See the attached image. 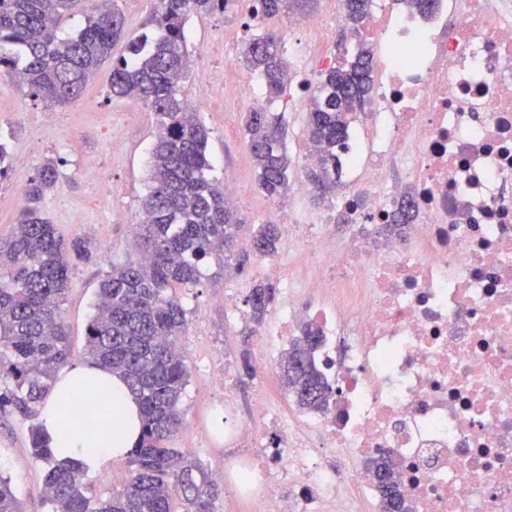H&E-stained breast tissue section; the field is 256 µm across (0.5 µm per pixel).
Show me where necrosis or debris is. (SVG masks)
<instances>
[{
	"label": "necrosis or debris",
	"instance_id": "4bbe7bcc",
	"mask_svg": "<svg viewBox=\"0 0 512 512\" xmlns=\"http://www.w3.org/2000/svg\"><path fill=\"white\" fill-rule=\"evenodd\" d=\"M325 2L296 20L314 37L288 46L297 101L337 63L322 40L342 17ZM362 35L367 134L342 155L330 211L289 225L314 277L289 278L255 352L267 374L317 324L336 396L291 412L260 387L243 407L216 372L232 489L251 512H381L369 462L385 457L409 512H512V0H435L424 16L372 0ZM405 196L419 223L382 232Z\"/></svg>",
	"mask_w": 512,
	"mask_h": 512
}]
</instances>
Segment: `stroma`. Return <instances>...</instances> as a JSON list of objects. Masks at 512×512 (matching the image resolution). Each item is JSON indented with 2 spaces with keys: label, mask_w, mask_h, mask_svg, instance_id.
Returning a JSON list of instances; mask_svg holds the SVG:
<instances>
[{
  "label": "stroma",
  "mask_w": 512,
  "mask_h": 512,
  "mask_svg": "<svg viewBox=\"0 0 512 512\" xmlns=\"http://www.w3.org/2000/svg\"><path fill=\"white\" fill-rule=\"evenodd\" d=\"M247 11L243 2L225 15L189 18L186 39L190 63L182 91L210 132L209 156L214 175L239 185L237 210L247 224L253 225L264 223L267 200L256 184L242 121L252 102L244 98L215 103L208 97L211 76L231 75L244 62L238 54L217 56L208 62L197 54L200 43L219 33L229 45L250 39L254 31L244 26ZM109 76V67H102L80 100L55 110L25 96L8 78L0 77V127L13 131L14 151L25 152L28 159L24 169L0 180V238L8 236L18 215L13 202L16 185L26 184L51 158L59 163L60 178L43 202L44 213L64 239L82 238L93 246L92 261L73 267L63 304L67 330L78 354L86 342L99 280L112 265L124 263L133 255L129 241L141 200L148 191L150 148L156 135L154 115L142 101L107 98ZM264 106L283 116L284 145L292 160L288 196L297 202L296 211L276 217V224L320 215L328 201L319 197L311 168L298 164L300 145L307 137V113L297 110L284 96L265 101ZM90 157L98 159L99 169H87L85 161ZM110 182L120 187V196L111 208L95 206L92 191L105 190ZM76 212L82 214V223H72L71 216ZM263 277L260 261L253 259L239 273L216 276L205 272L197 286L181 292L188 318L182 345L189 382L182 401L186 425L172 445L192 449L218 479L224 476V437L212 434L211 429L218 424L215 412L223 408L224 395L210 388L207 380L229 360L241 399L250 397L256 382L255 377L243 371L244 358L254 355V339L244 335L243 325L226 327L224 291L249 290ZM38 418L39 408L35 405L26 409L11 404L0 406V473L10 477L24 512H46V468L33 460L28 443L29 429ZM203 430L210 433L204 441L199 438Z\"/></svg>",
  "instance_id": "1"
}]
</instances>
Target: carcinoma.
<instances>
[{
    "label": "carcinoma",
    "instance_id": "1",
    "mask_svg": "<svg viewBox=\"0 0 512 512\" xmlns=\"http://www.w3.org/2000/svg\"><path fill=\"white\" fill-rule=\"evenodd\" d=\"M109 0H95L84 27L59 34L61 21L79 0H0V75L19 71L18 86L27 96L48 105L80 99L90 78L112 61L107 98L145 102L156 120V140L149 171L151 186L142 200V219L134 225L136 258L114 265L99 283L93 317L87 327L83 358L121 377L141 406L142 435L127 454L130 477L122 489L92 496L85 472L75 462L55 459L39 425L29 431L33 459L48 466L47 512H214L220 484L189 452L171 447L183 425L182 394L189 371L180 340L187 312L178 289L199 284L201 266L212 261L215 274L241 271L250 256L272 258L280 242L277 224H258L249 234L248 250L239 252L246 227L235 208L224 203V187L211 170L208 131L198 112L180 93L187 72L185 25L192 14L226 9L230 0H156L152 22L161 34L147 33L113 57L112 49L125 32V18ZM297 0H253L259 19L288 11ZM345 20L358 31L371 0H343ZM243 58L259 74L266 94L280 97L290 82L288 64L276 37L250 39ZM372 57L365 48L328 70L313 96L308 139L322 152L313 175L320 192L336 181V151L345 149L355 106L371 88ZM244 127L258 188L272 201L289 189L291 159L284 147L282 116L263 107L245 113ZM13 131H0V178L11 172ZM58 180V163L49 159L24 187L25 203L7 239L0 238V370L10 386L0 403L26 408L41 401L58 370L70 362L73 350L62 317L70 270L89 262L91 250L80 240L67 241L43 217L40 204ZM411 203H401L387 231L412 224ZM276 288L257 281L246 304L248 319L263 324ZM322 339L311 322L281 358L285 390L301 410L322 412L333 388L314 360ZM375 472L387 483L377 486L384 512H404V499L388 460H373ZM0 512H23L0 473Z\"/></svg>",
    "mask_w": 512,
    "mask_h": 512
}]
</instances>
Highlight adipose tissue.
Instances as JSON below:
<instances>
[{
    "label": "adipose tissue",
    "mask_w": 512,
    "mask_h": 512,
    "mask_svg": "<svg viewBox=\"0 0 512 512\" xmlns=\"http://www.w3.org/2000/svg\"><path fill=\"white\" fill-rule=\"evenodd\" d=\"M69 403L80 408L84 428L69 438L58 433V409ZM41 425L59 460L78 461L89 473L124 457L141 437L140 406L124 381L91 362L70 367L56 381L45 401Z\"/></svg>",
    "instance_id": "ef3b65f1"
}]
</instances>
